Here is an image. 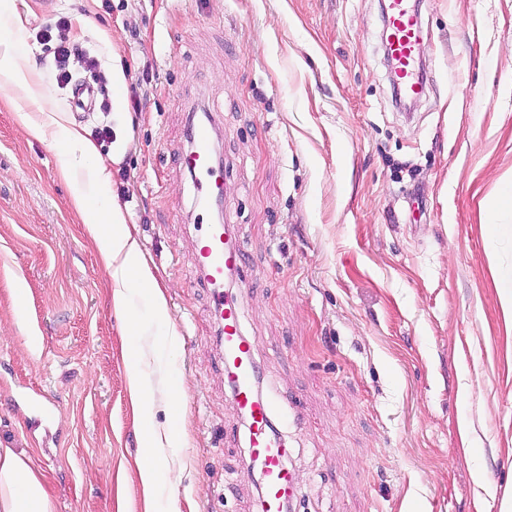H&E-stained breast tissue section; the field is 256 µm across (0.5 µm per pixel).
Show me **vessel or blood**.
<instances>
[{
  "label": "vessel or blood",
  "instance_id": "b4317fda",
  "mask_svg": "<svg viewBox=\"0 0 512 512\" xmlns=\"http://www.w3.org/2000/svg\"><path fill=\"white\" fill-rule=\"evenodd\" d=\"M384 20L388 31L385 52L394 84L405 97H420L425 88L417 58L422 38L420 15L408 0H387ZM191 144L183 164L193 178L196 197H218L224 169L213 157L207 121L194 123ZM244 250L233 225L204 224L195 240L194 262L200 281L210 291L224 371L233 402L248 424L250 458L263 476L262 512H283L285 503L297 495V483L285 465L288 449L273 428L278 408L259 390L253 360L255 341L245 335L240 306L226 287L227 282L244 278Z\"/></svg>",
  "mask_w": 512,
  "mask_h": 512
}]
</instances>
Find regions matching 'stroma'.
<instances>
[{
	"label": "stroma",
	"mask_w": 512,
	"mask_h": 512,
	"mask_svg": "<svg viewBox=\"0 0 512 512\" xmlns=\"http://www.w3.org/2000/svg\"><path fill=\"white\" fill-rule=\"evenodd\" d=\"M419 2L425 94L408 111L380 0H0V58L28 56L40 95L35 106L0 85V445L33 457L53 512H167L174 495L182 512H262L193 266L199 210L181 157L202 114L224 220L245 242L261 389L295 405L280 425L292 512L512 503V317L499 300L512 208L491 225L484 211L512 173V0ZM62 18L70 73L107 111L73 108L57 82L44 34ZM67 128L94 157L73 158ZM78 195L119 201L169 323L132 279L114 310ZM135 370L156 421L190 441L149 495ZM169 389L181 417L164 408Z\"/></svg>",
	"instance_id": "obj_1"
}]
</instances>
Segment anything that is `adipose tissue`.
Segmentation results:
<instances>
[{
  "mask_svg": "<svg viewBox=\"0 0 512 512\" xmlns=\"http://www.w3.org/2000/svg\"><path fill=\"white\" fill-rule=\"evenodd\" d=\"M85 226L112 268V301L115 307L125 305L124 285L135 278L147 292L155 313L167 318L166 295L148 260L133 239L125 214L119 204H112L99 215L88 216ZM143 452L139 459L144 486H151L159 461L176 455L188 445L185 431L159 432L153 419L142 422ZM50 496L34 470L31 457L11 448H0V512H51Z\"/></svg>",
  "mask_w": 512,
  "mask_h": 512,
  "instance_id": "ef3b65f1",
  "label": "adipose tissue"
}]
</instances>
